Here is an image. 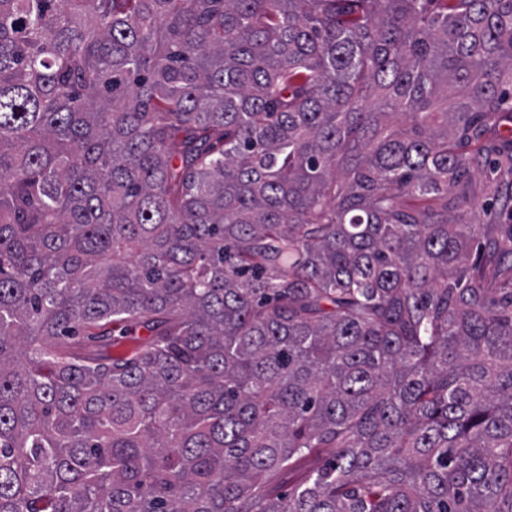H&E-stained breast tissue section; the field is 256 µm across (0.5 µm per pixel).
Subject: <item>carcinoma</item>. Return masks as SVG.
Wrapping results in <instances>:
<instances>
[{
  "instance_id": "1",
  "label": "carcinoma",
  "mask_w": 512,
  "mask_h": 512,
  "mask_svg": "<svg viewBox=\"0 0 512 512\" xmlns=\"http://www.w3.org/2000/svg\"><path fill=\"white\" fill-rule=\"evenodd\" d=\"M0 512H512V0H0ZM118 330L112 332L111 340L106 348V351L112 358L123 357L121 354L127 350L138 346L141 341L147 336V332L143 329H138L137 332L130 333L128 336H119Z\"/></svg>"
}]
</instances>
